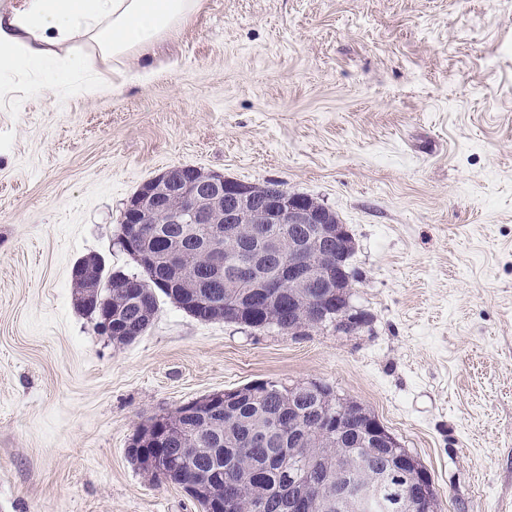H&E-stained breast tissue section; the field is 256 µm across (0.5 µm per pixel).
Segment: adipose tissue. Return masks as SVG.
<instances>
[{"label":"adipose tissue","instance_id":"obj_1","mask_svg":"<svg viewBox=\"0 0 512 512\" xmlns=\"http://www.w3.org/2000/svg\"><path fill=\"white\" fill-rule=\"evenodd\" d=\"M204 0H22L0 6V73L31 69L55 85L104 91L102 66L124 64L198 12Z\"/></svg>","mask_w":512,"mask_h":512}]
</instances>
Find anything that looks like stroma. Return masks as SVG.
Masks as SVG:
<instances>
[{
  "instance_id": "stroma-1",
  "label": "stroma",
  "mask_w": 512,
  "mask_h": 512,
  "mask_svg": "<svg viewBox=\"0 0 512 512\" xmlns=\"http://www.w3.org/2000/svg\"><path fill=\"white\" fill-rule=\"evenodd\" d=\"M92 98L0 95V512H200L129 460L215 391L317 381L428 470L440 512H512V0H205ZM176 165L277 182L354 241L350 335L197 320L116 346L74 263Z\"/></svg>"
}]
</instances>
